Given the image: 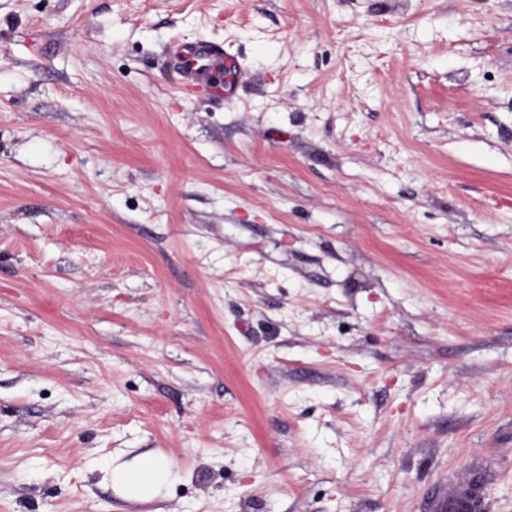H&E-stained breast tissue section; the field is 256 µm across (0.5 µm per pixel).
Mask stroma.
Here are the masks:
<instances>
[{
  "mask_svg": "<svg viewBox=\"0 0 512 512\" xmlns=\"http://www.w3.org/2000/svg\"><path fill=\"white\" fill-rule=\"evenodd\" d=\"M200 41L225 98L168 55ZM477 473L512 512V0H0V512ZM170 465L151 454L139 455L133 463L113 466L108 474L113 487L126 497L153 498L171 480Z\"/></svg>",
  "mask_w": 512,
  "mask_h": 512,
  "instance_id": "stroma-1",
  "label": "stroma"
}]
</instances>
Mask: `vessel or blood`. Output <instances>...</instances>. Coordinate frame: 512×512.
<instances>
[{"mask_svg":"<svg viewBox=\"0 0 512 512\" xmlns=\"http://www.w3.org/2000/svg\"><path fill=\"white\" fill-rule=\"evenodd\" d=\"M169 53L180 63L186 85L224 96V70L233 66L234 61L221 47L205 41L194 46L176 43ZM422 512H473L470 484L444 482L432 488L423 502Z\"/></svg>","mask_w":512,"mask_h":512,"instance_id":"obj_1","label":"vessel or blood"}]
</instances>
